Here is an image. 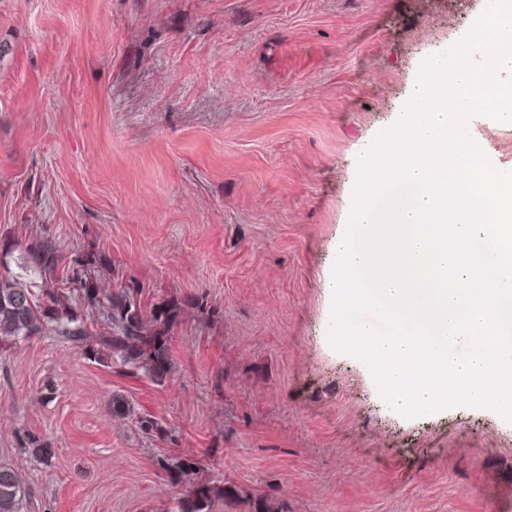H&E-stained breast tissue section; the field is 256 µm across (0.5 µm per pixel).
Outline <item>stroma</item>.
<instances>
[{
	"mask_svg": "<svg viewBox=\"0 0 512 512\" xmlns=\"http://www.w3.org/2000/svg\"><path fill=\"white\" fill-rule=\"evenodd\" d=\"M485 5L0 0V238L181 308L160 385L52 335L0 353L21 512H173L174 457L229 490L213 512H512L511 425L402 417L326 341L358 154ZM470 127L512 171V128Z\"/></svg>",
	"mask_w": 512,
	"mask_h": 512,
	"instance_id": "1",
	"label": "stroma"
}]
</instances>
